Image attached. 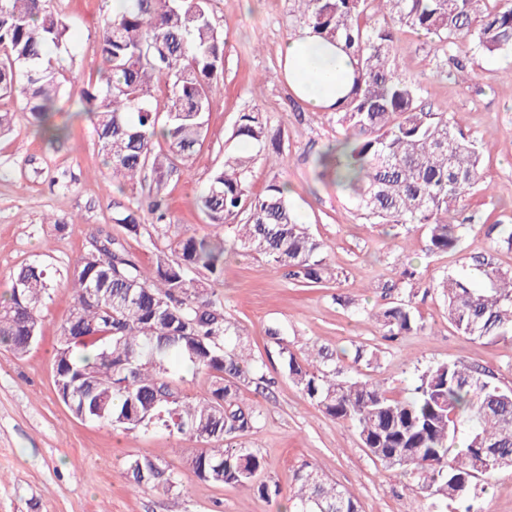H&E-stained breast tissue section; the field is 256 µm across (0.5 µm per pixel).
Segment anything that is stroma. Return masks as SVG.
Returning a JSON list of instances; mask_svg holds the SVG:
<instances>
[{
    "label": "stroma",
    "mask_w": 512,
    "mask_h": 512,
    "mask_svg": "<svg viewBox=\"0 0 512 512\" xmlns=\"http://www.w3.org/2000/svg\"><path fill=\"white\" fill-rule=\"evenodd\" d=\"M69 26L64 48L50 56L68 79L55 124L69 136L48 144L23 116V102L0 101L17 112L11 134L0 137V299L9 297L23 264L46 266L51 297L40 311L41 338L23 356L0 345V512H284L293 475L312 464L358 497L363 512H432V500L399 471L375 463L349 424L327 417L284 373L268 327H280L297 356L323 346L336 365L364 380H378L395 396L407 395L418 369L436 361H461L512 387V337L471 340L448 322L438 287L449 274L487 281L488 260L512 271V247L497 225H512V54L468 55L462 79L436 42L411 31L400 35L398 54L422 85L427 111H452L459 129L482 148L484 167L476 191L460 213L465 228L456 250L428 252L420 224H375L346 203L341 190L318 179L315 158L343 131L331 112L310 110L294 96L282 69L280 47L295 28L290 0H213L212 21L224 37V71L206 115V133L186 168L168 179L170 215L156 239L128 236L115 217L156 189L152 171L135 182L113 176L103 164L92 117L79 91L102 67L99 31L112 0H53ZM260 111L280 160L233 135L241 113ZM252 157L247 185L258 195L272 183L288 186L301 223L326 245L333 280L311 286L289 282L261 258L229 255L217 284L226 317L255 359L273 378L270 389L240 386L238 397L261 420L248 444L265 461L262 479L278 485L265 499L230 484L198 479L187 460L202 440L175 436L163 426L127 433L72 416L54 388V346L75 293L66 279L74 259L104 230L122 240L144 272H152L159 246L183 236L211 233L197 198L227 156ZM64 222L57 231L56 222ZM409 301L423 330L386 340L365 311ZM364 349L356 359V349ZM166 462L177 474L173 491L136 488L127 462L135 456Z\"/></svg>",
    "instance_id": "stroma-1"
}]
</instances>
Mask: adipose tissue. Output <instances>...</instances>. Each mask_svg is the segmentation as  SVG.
Instances as JSON below:
<instances>
[{
	"mask_svg": "<svg viewBox=\"0 0 512 512\" xmlns=\"http://www.w3.org/2000/svg\"><path fill=\"white\" fill-rule=\"evenodd\" d=\"M284 76L294 95L315 111L336 110L356 77V61L343 45L303 29L280 49Z\"/></svg>",
	"mask_w": 512,
	"mask_h": 512,
	"instance_id": "1",
	"label": "adipose tissue"
}]
</instances>
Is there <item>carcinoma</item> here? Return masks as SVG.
I'll list each match as a JSON object with an SVG mask.
<instances>
[{
    "label": "carcinoma",
    "mask_w": 512,
    "mask_h": 512,
    "mask_svg": "<svg viewBox=\"0 0 512 512\" xmlns=\"http://www.w3.org/2000/svg\"><path fill=\"white\" fill-rule=\"evenodd\" d=\"M212 0H127L106 19L100 34L104 69L95 85L81 90L92 114L99 151L113 174L130 181L151 166L159 178L201 144L214 80L222 68L224 38L212 22ZM296 19L317 36L344 42L357 59V77L347 101L336 109L345 138L319 157L320 176L348 193L349 204L383 224H422L429 251L457 248L461 203L477 187L483 155L477 142L444 112H428L421 86L410 77L396 46L404 29L422 32L466 72L464 49L493 56L512 52V0H291ZM383 15L370 24L369 12ZM67 25L51 0H0V95L16 93L29 122L51 139L64 131L49 123L64 82L50 51L64 44ZM164 82L170 107L163 124L150 105L154 84ZM235 135L259 146L268 138L261 112L240 114ZM160 137L167 152H154ZM250 157L229 156L211 176L198 206L217 228L241 211L231 238L192 234L156 249L147 276L110 234L66 272L76 290L54 353L59 399L78 390L68 405L80 420L103 421L126 432L160 424L200 438L206 447L188 459L193 474L214 484H237L263 498L278 490L260 480L263 461L243 439L261 417L239 403L240 383L264 380L263 364L245 347H226L237 335L224 305L208 283L224 276V257L240 248L267 259L282 277L319 284L332 278L324 243L299 222L284 185L247 194ZM162 224L167 203L157 194L147 203ZM116 223L130 235L146 228L139 211L127 209ZM490 287L478 289L464 276L438 284L448 323L471 340L512 336V273L480 262ZM204 271L207 281L192 274ZM52 288L46 268L23 265L10 298L0 306V343L26 353L40 338L39 313ZM368 316L383 336L396 339L422 328L413 309L395 303ZM267 335L280 345L288 377L328 417L350 424L374 461L417 479L440 502L478 512L474 502L497 471L512 468V388L457 361L419 371L409 396L397 398L383 384L351 377L336 367L325 347L300 359L283 345L277 327ZM181 357L212 377L210 396L189 401L175 386L170 358ZM469 435L454 447L464 422ZM135 486L175 487L169 466L149 456L129 467ZM294 512H362L358 498L309 464L294 474Z\"/></svg>",
    "instance_id": "cac0c4a2"
}]
</instances>
